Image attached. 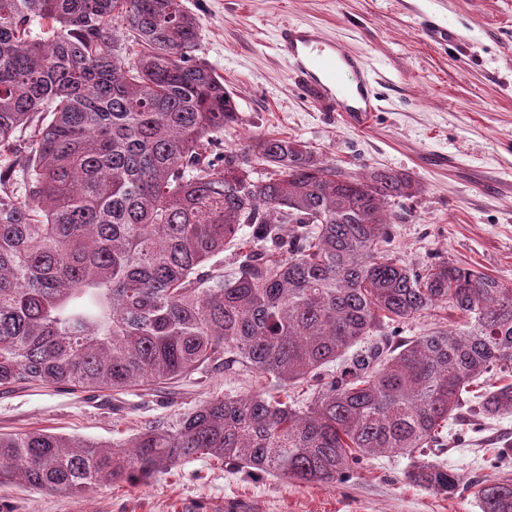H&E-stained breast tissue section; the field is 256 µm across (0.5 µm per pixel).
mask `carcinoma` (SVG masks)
<instances>
[{
    "mask_svg": "<svg viewBox=\"0 0 512 512\" xmlns=\"http://www.w3.org/2000/svg\"><path fill=\"white\" fill-rule=\"evenodd\" d=\"M200 27L182 0H0V387L121 394L244 373L286 400L212 396L119 445L0 433V480L74 497L207 458L330 484L400 454L410 482L454 494L428 452L480 379L512 372V288L385 248L393 206L419 191L407 173H348L280 136L215 156L238 113L196 55ZM448 306L463 325L330 370L384 320ZM504 412L512 383L478 402ZM476 496L512 512V479Z\"/></svg>",
    "mask_w": 512,
    "mask_h": 512,
    "instance_id": "1",
    "label": "carcinoma"
}]
</instances>
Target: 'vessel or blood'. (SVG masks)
Instances as JSON below:
<instances>
[{
    "label": "vessel or blood",
    "mask_w": 512,
    "mask_h": 512,
    "mask_svg": "<svg viewBox=\"0 0 512 512\" xmlns=\"http://www.w3.org/2000/svg\"><path fill=\"white\" fill-rule=\"evenodd\" d=\"M424 33L441 45L458 39L452 28L432 19L425 20ZM276 48L318 108L339 113L356 127L372 122L379 110L378 98L361 55L326 38L318 28L291 22L279 25Z\"/></svg>",
    "instance_id": "obj_1"
}]
</instances>
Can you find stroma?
I'll use <instances>...</instances> for the list:
<instances>
[{
	"mask_svg": "<svg viewBox=\"0 0 512 512\" xmlns=\"http://www.w3.org/2000/svg\"><path fill=\"white\" fill-rule=\"evenodd\" d=\"M199 17V57L223 76L239 119L222 147L277 135L305 142L321 160L359 173L388 167L419 185L398 207L391 246L405 262L445 260L512 285V0H184ZM452 25L451 46L429 42L425 15ZM314 25L361 53L381 100L365 128L320 111L275 48L282 21ZM463 320L439 309L384 326L392 344ZM254 378L187 380L153 392L109 393L41 386L0 389V432L45 430L116 444L139 427L170 421L213 394L256 389ZM436 460L460 478L454 495L408 482L407 457L355 464L332 485H300L205 458L138 485L116 482L79 497L0 483V512H481L478 480L512 478V414L491 419L463 409L449 419Z\"/></svg>",
	"mask_w": 512,
	"mask_h": 512,
	"instance_id": "stroma-1",
	"label": "stroma"
}]
</instances>
